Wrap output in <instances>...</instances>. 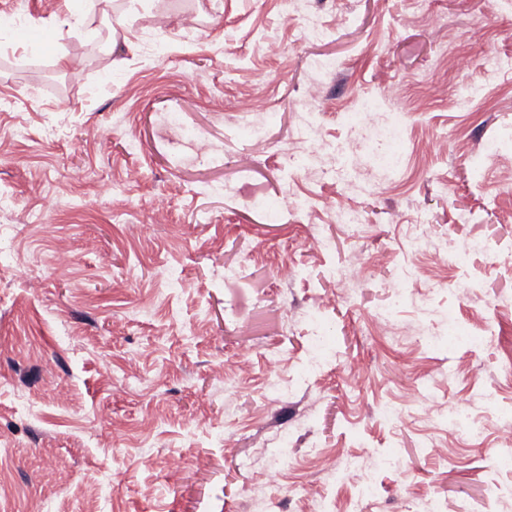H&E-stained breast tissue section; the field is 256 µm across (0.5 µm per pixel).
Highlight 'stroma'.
<instances>
[{
  "mask_svg": "<svg viewBox=\"0 0 512 512\" xmlns=\"http://www.w3.org/2000/svg\"><path fill=\"white\" fill-rule=\"evenodd\" d=\"M314 2L310 21L286 30L279 0H0V14L22 8L35 35L21 43L0 28V512H28L32 492L43 512H94L100 489L111 496L106 512H244L255 484L272 512H304L292 488L305 482L345 503L358 478L322 482L321 449L395 457L365 512H413L424 492L443 512H512L494 427L469 444L414 413L430 373L437 407L467 401L481 420L489 393L512 412L499 374L512 307L497 304L512 296V196L499 192L512 153L485 163L477 182L468 161L487 141L512 139V0ZM431 12L442 26L426 23ZM159 18L165 49L150 57L142 40ZM105 20L131 45L89 56ZM269 38L283 56L264 55ZM483 49L494 62L471 73L457 102L452 59ZM325 58L336 74L319 106L322 141L346 140L355 97L383 80L399 89L393 109L406 116L411 154L395 181L374 183L360 160L347 180L298 170L308 146L292 102ZM219 94L252 98L270 123L242 138L233 115L213 111ZM169 111L209 140L210 159L174 145L160 124ZM102 183L111 193L99 194ZM353 183L367 217L355 236L330 221ZM286 187L309 207L273 220L246 205ZM158 192L173 198L160 223L150 208ZM129 224L146 225L145 238L128 240ZM416 224L427 244L466 237L487 249L466 266L434 267L405 240ZM61 249L72 256L65 268L55 264ZM356 256L374 273L327 306L336 272ZM284 262L299 270L288 285L276 276ZM239 267L243 276L225 277ZM430 277L440 283L433 324L451 315L473 330L492 325L498 340L429 351L379 334L376 310ZM459 280L476 283L478 297H460ZM320 335L322 366L303 373ZM270 349L294 383L276 399L265 390ZM244 360L251 370L237 374ZM388 402L403 411L398 424L381 414ZM173 452L185 458L177 473L164 467ZM61 455L72 465L64 480Z\"/></svg>",
  "mask_w": 512,
  "mask_h": 512,
  "instance_id": "obj_1",
  "label": "stroma"
}]
</instances>
